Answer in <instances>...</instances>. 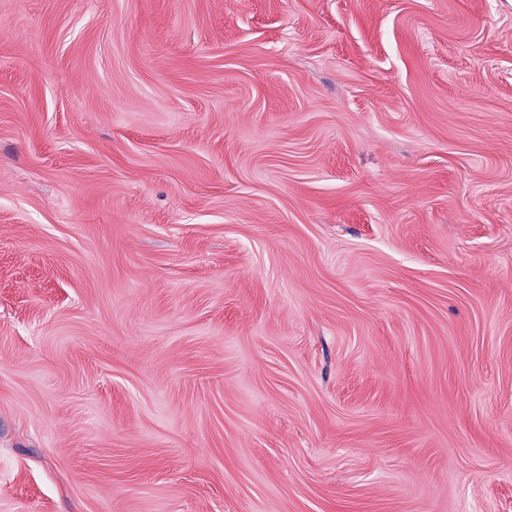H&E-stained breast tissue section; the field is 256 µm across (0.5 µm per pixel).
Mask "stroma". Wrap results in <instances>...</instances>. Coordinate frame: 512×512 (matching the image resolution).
Masks as SVG:
<instances>
[{
  "mask_svg": "<svg viewBox=\"0 0 512 512\" xmlns=\"http://www.w3.org/2000/svg\"><path fill=\"white\" fill-rule=\"evenodd\" d=\"M0 512H512V0H0Z\"/></svg>",
  "mask_w": 512,
  "mask_h": 512,
  "instance_id": "stroma-1",
  "label": "stroma"
}]
</instances>
